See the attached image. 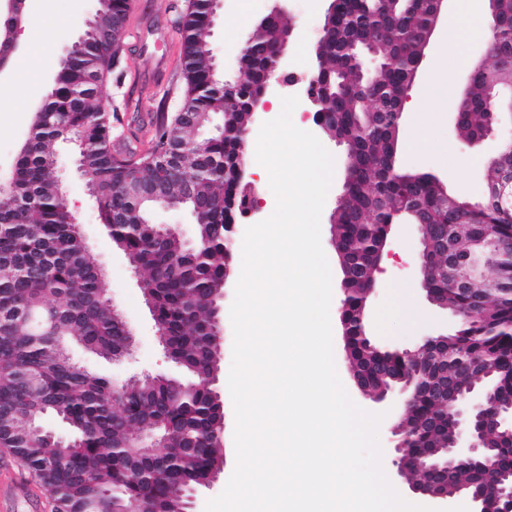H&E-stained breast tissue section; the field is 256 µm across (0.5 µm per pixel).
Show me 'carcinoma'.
<instances>
[{"mask_svg":"<svg viewBox=\"0 0 512 512\" xmlns=\"http://www.w3.org/2000/svg\"><path fill=\"white\" fill-rule=\"evenodd\" d=\"M329 29L314 47V90L329 134L342 140L349 159L336 206L337 257L343 259L338 321L349 369L376 394L406 385L405 426L414 448H442L450 433L449 399L478 379L490 384L503 405L512 402V294L475 302L479 282L448 286L439 270L448 255H429L432 295L458 313L448 343L418 362L405 360L369 336L368 290L376 286L391 226L403 219L427 222L432 235L453 229L460 258L488 240L512 243V202L489 206L448 195L432 173L399 163L402 99L423 59L430 0H333ZM498 33L492 65L473 71L459 117V136L473 141L486 132L487 88L512 55V0H492ZM130 12V0H108L94 30L75 41L53 89L32 113L30 130L13 165L16 203L0 209V445L13 451L29 475L48 487L62 512H128L147 502L152 512H185V493L203 487L223 463V431L214 416L213 305L224 290V198L243 191L236 172L249 106L263 90L278 51L280 16L256 24L241 48L244 78L215 83L210 0H189L180 16L183 102L207 127L223 115L224 134L206 138L198 152L162 154L127 170L113 164L110 108L100 87L112 78L111 38ZM373 50L382 65L377 78H362L355 46ZM82 145L80 165L101 190L99 219L150 290L157 319L167 327L171 359L191 382L133 377L115 388L72 362L63 350L80 343L113 360L130 345L115 318L110 287L90 258L57 192V144L63 136ZM166 182L169 197L194 215L195 242L150 234L152 202L122 193L129 177ZM47 414L68 422L63 442L31 428ZM134 433H164L167 447L151 441L132 448ZM478 462L448 472V495L489 487L512 467V435L488 429Z\"/></svg>","mask_w":512,"mask_h":512,"instance_id":"cac0c4a2","label":"carcinoma"}]
</instances>
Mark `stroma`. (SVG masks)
Wrapping results in <instances>:
<instances>
[{"label":"stroma","instance_id":"stroma-1","mask_svg":"<svg viewBox=\"0 0 512 512\" xmlns=\"http://www.w3.org/2000/svg\"><path fill=\"white\" fill-rule=\"evenodd\" d=\"M96 5V0H49L40 26L21 35L25 51L15 55L11 62L10 92L0 95L1 175L10 174L17 149L28 135L31 115L41 102L47 74L59 69L66 47L83 32ZM185 5L186 0H134L125 59L101 89L102 97L112 103V138L118 149L139 152L150 149L159 124L164 118L172 117L181 104L184 82L179 17ZM270 7V0H262L255 10L248 8L246 0H224L213 23L211 42L217 63L223 66L225 74L233 73L241 42ZM33 55L42 60L41 68L31 66L29 58ZM489 61L487 38L478 30L474 15H465L464 34L453 44L447 41L446 25H438L418 71L402 126V164L435 174L450 192L475 201L485 195L488 161L497 153L501 141L512 137V124L506 122L495 127L480 141H463L455 128L453 106L440 102L431 93L429 78L435 71L447 69L452 96L457 99L474 68ZM419 112L426 114L435 142L447 149L448 163H438L432 151L410 149L409 143L416 132L415 115ZM58 154L59 173L69 207L82 225L85 247L107 275L112 303L127 322L134 340L130 354L116 361L99 358L78 345L69 346V356L116 386L142 374L184 378V371L164 354L145 304L140 276L102 226L97 202L77 170L69 145L60 144ZM420 237L418 225L399 224L390 239L371 304L372 331L379 345L411 348L422 336L445 332L452 321L450 314L426 300L421 289L416 262ZM239 276V264H232L219 302L224 345L213 388L224 406V464L211 485L196 493L192 512H205L207 502L222 493L236 466L235 412L228 377L234 344L230 309ZM401 289L408 290L414 299L416 320L407 321L389 314L394 296ZM0 512H55L53 493L34 481L13 453L3 447H0Z\"/></svg>","mask_w":512,"mask_h":512}]
</instances>
